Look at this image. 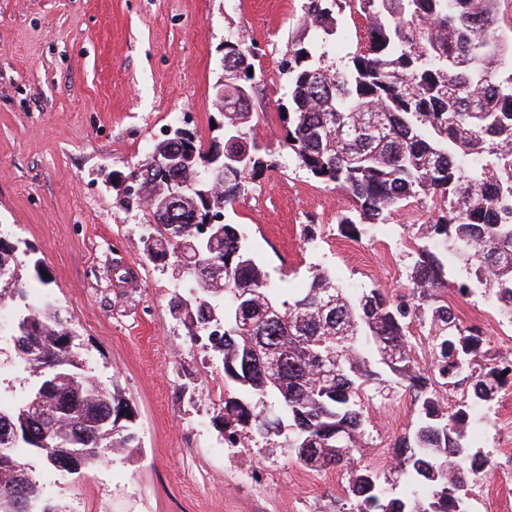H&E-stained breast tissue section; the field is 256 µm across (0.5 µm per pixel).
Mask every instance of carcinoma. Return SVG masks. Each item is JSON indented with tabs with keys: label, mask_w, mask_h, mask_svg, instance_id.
<instances>
[{
	"label": "carcinoma",
	"mask_w": 512,
	"mask_h": 512,
	"mask_svg": "<svg viewBox=\"0 0 512 512\" xmlns=\"http://www.w3.org/2000/svg\"><path fill=\"white\" fill-rule=\"evenodd\" d=\"M500 0H352L369 28L363 49L337 67L316 58L315 46L293 44L283 64L289 76L283 146L300 168L350 196L355 214L339 216L341 232L360 237L368 224L427 200L429 214L408 281L409 293L378 288L349 293L317 268L302 288L280 289L251 254L238 224H213L210 251L195 257L201 225L196 214L221 215L248 191L269 164L247 137L256 88L255 53L232 38L224 43L222 139L201 148L181 127L156 143L129 172L155 155L172 162L168 179L142 185L156 233L143 239L150 263L185 261L194 279L191 300L176 301L188 335L207 337L224 367L219 419L224 438L247 450L256 438L288 434L286 447L313 471L346 470L351 512H467L473 478L490 457L469 445L467 426L512 386V361L492 354L441 291L448 285L445 252L463 263L496 298L512 323V36L499 30ZM341 0H307L305 21L338 32ZM224 154V179L208 175ZM194 186L164 214L148 197L168 181ZM246 291L251 324H236L237 294ZM16 245L0 236V308L14 311L13 359L27 391L0 399V512H70L43 495L40 477L64 478L134 447L132 411L116 389L84 369L72 320L49 298L27 302ZM428 327L432 367L420 370L410 325ZM370 349L406 387L418 417L396 444V461L381 476L354 464L365 447V386L375 379L364 358ZM466 385L453 408L442 405L433 382ZM408 481V496L394 492Z\"/></svg>",
	"instance_id": "1"
}]
</instances>
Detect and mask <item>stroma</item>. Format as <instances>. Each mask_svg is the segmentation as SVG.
<instances>
[{"label": "stroma", "instance_id": "1", "mask_svg": "<svg viewBox=\"0 0 512 512\" xmlns=\"http://www.w3.org/2000/svg\"><path fill=\"white\" fill-rule=\"evenodd\" d=\"M306 0H0V227L25 244L18 254L32 296L47 295L72 316L92 373L129 403L140 442L127 454L82 469L48 489L70 512H341L345 477L304 468L283 438L250 451L226 447L217 418L224 369L190 341L173 313L182 277L144 256L143 212L120 204L122 178L185 113L184 128L209 145L220 114L214 85L224 42L252 46L257 89L251 133L270 163L225 220L244 225L249 243L279 288H298L326 268L343 288L407 290L411 244L425 219L404 213L340 232L346 192L300 169L280 142L278 99L287 97L281 60L308 44ZM342 36L324 37L326 64L342 63L366 41L364 19L341 13ZM317 239L307 243L305 225ZM45 270L37 282L36 270ZM448 266L449 303L490 348L512 357V324L495 298ZM368 446L361 464L386 469L396 440L416 418L404 387L368 392ZM473 448L491 468L467 500L469 512H512V484L486 495L512 455V390L502 392Z\"/></svg>", "mask_w": 512, "mask_h": 512}]
</instances>
